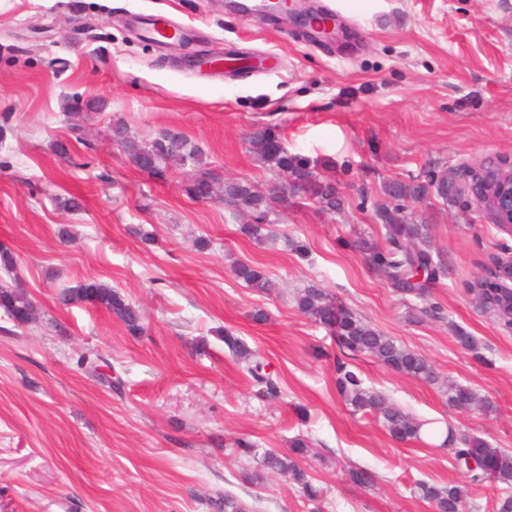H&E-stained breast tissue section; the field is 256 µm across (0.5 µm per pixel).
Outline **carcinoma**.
<instances>
[{"mask_svg":"<svg viewBox=\"0 0 512 512\" xmlns=\"http://www.w3.org/2000/svg\"><path fill=\"white\" fill-rule=\"evenodd\" d=\"M116 136L123 139L130 159L135 166L151 176H162L173 163L179 165L188 176L187 192L199 200H210L215 193L213 176L200 170L201 148L193 145L182 134L167 131L145 147L124 138V131L116 129ZM251 151L264 163L277 169L285 183L295 192L311 194L328 210L339 206L336 184L322 178L308 161L298 155L288 154L281 138L269 129L257 132L250 140ZM428 192L423 184L400 183L392 188L398 198L417 199ZM224 200L238 213H245L250 220L240 225L242 235L260 241L266 236L270 225L271 206L257 187L247 181L232 179L224 181ZM377 220L384 230V245L371 239H362L357 248L369 264L378 270L389 287L402 296H412L426 301L429 285L447 277V264L432 250L430 225L417 224L402 215L401 207L383 206L377 210ZM234 274L247 286L268 291L272 284L264 272L242 263L234 268ZM472 285L484 296V307L500 325L512 329V293H503L498 275L492 270ZM78 300H86L108 310L120 320L128 331L142 330L139 309L126 301L118 292L100 283H88L80 288L64 289L58 294V302L67 306ZM301 313L325 326L334 336L339 349L353 355L369 356L389 369L428 383L438 382V377L429 362L420 354L398 344L352 312L336 304V301L319 288H306L296 296ZM0 308L6 312L33 311L35 306L28 294L18 285L0 281ZM224 346L235 357L239 369L250 379L257 394L268 399L280 396L281 387L276 373L269 370L270 364L257 351L248 346L228 329L224 330ZM336 391L355 413L370 414L379 419L391 438L399 443L421 439V430L427 422L414 417L383 393L364 386L360 375L350 363L336 359ZM448 401L457 407L469 406L474 401L473 393L461 386L441 385ZM452 438L450 455L464 469L471 485H481L488 479L508 483L512 481V452L495 448L486 440L468 432H454L447 428ZM310 452V442L304 438L292 441L289 451L281 453L268 450L263 454L260 466L253 478L261 481L264 474H275L288 479L300 488L303 497L310 502L322 497V490L312 484L298 459ZM413 493L431 504L435 512H463L467 502L466 488L459 484L444 486L425 481L415 482ZM218 512H250L238 498L229 494L215 502Z\"/></svg>","mask_w":512,"mask_h":512,"instance_id":"1","label":"carcinoma"}]
</instances>
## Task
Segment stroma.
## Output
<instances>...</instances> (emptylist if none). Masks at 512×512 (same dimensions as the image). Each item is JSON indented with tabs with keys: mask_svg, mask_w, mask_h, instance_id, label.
Segmentation results:
<instances>
[{
	"mask_svg": "<svg viewBox=\"0 0 512 512\" xmlns=\"http://www.w3.org/2000/svg\"><path fill=\"white\" fill-rule=\"evenodd\" d=\"M325 4L350 50L222 0H0V250L14 255L12 276L37 312L20 325L0 310V512H214L228 492L255 512H433L415 482L467 484L464 473L447 448L397 443L343 403L332 336L295 304L312 286L477 402L454 407L439 385L358 355L351 364L366 387L512 451V331L469 291L512 259V233L467 186L477 164L512 158V0H313ZM137 13L201 34L159 43L132 30ZM218 49L253 68L200 75L199 59ZM117 126L141 146L182 133L218 179L270 194L280 177L249 139L271 129L335 180L341 205L289 194L273 205L271 240L254 241L231 206L190 197L181 168L140 172L114 140ZM441 177L452 199L401 202L430 225L448 265L429 289L442 316L417 322L356 243L381 241L375 209L392 204L390 185ZM71 198L79 209L67 208ZM237 262L262 267L274 290L237 279ZM90 281L139 307L143 333L87 301L58 305L59 291ZM258 310L264 321L253 320ZM225 328L270 362L279 398L256 396ZM89 351L108 360L120 390L79 365ZM486 400L493 412L480 409ZM297 436L314 450L301 466L323 491L317 504L275 475L251 484L257 461L234 449L246 438L258 452L285 451ZM354 466L376 485L353 484Z\"/></svg>",
	"mask_w": 512,
	"mask_h": 512,
	"instance_id": "1",
	"label": "stroma"
}]
</instances>
